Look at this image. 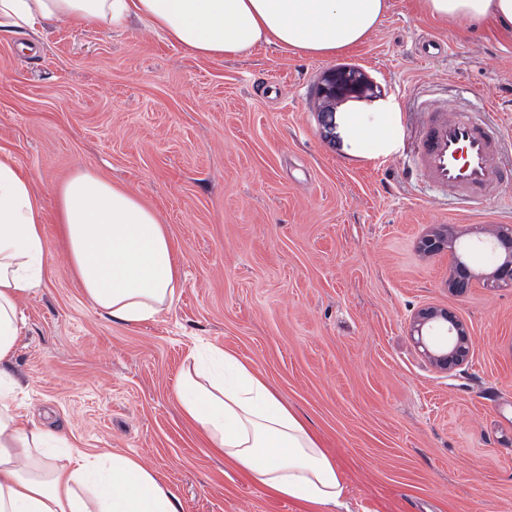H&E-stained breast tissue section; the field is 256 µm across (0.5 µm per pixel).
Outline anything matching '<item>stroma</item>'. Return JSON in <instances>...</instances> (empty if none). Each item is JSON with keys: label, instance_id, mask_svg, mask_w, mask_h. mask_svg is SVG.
<instances>
[{"label": "stroma", "instance_id": "stroma-1", "mask_svg": "<svg viewBox=\"0 0 512 512\" xmlns=\"http://www.w3.org/2000/svg\"><path fill=\"white\" fill-rule=\"evenodd\" d=\"M425 33L447 53L421 59ZM350 67L362 92L325 101V76ZM426 101L502 125L512 167V34L391 0L369 39L334 58L262 44L203 59L136 19L1 37L0 154L42 196L50 249L9 364L23 423L139 460L182 512H302L183 419L174 388L207 345L249 363L319 432L348 512H512V287L490 279L498 253L466 248L512 225V190L469 207L433 198L408 168ZM392 107L397 143L367 157L346 118L372 124ZM79 169L137 192L172 239L182 283L156 319L108 320L70 272L56 191ZM441 226L454 250L422 254ZM459 259L474 274L462 296L448 287ZM427 307L472 336L453 372L410 334Z\"/></svg>", "mask_w": 512, "mask_h": 512}]
</instances>
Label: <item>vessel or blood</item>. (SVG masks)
<instances>
[{
	"mask_svg": "<svg viewBox=\"0 0 512 512\" xmlns=\"http://www.w3.org/2000/svg\"><path fill=\"white\" fill-rule=\"evenodd\" d=\"M428 112L412 169L438 195L491 197L512 187L500 162V131L444 104Z\"/></svg>",
	"mask_w": 512,
	"mask_h": 512,
	"instance_id": "vessel-or-blood-1",
	"label": "vessel or blood"
}]
</instances>
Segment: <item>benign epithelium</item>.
<instances>
[{"instance_id": "7a95c632", "label": "benign epithelium", "mask_w": 512, "mask_h": 512, "mask_svg": "<svg viewBox=\"0 0 512 512\" xmlns=\"http://www.w3.org/2000/svg\"><path fill=\"white\" fill-rule=\"evenodd\" d=\"M361 86L362 80L357 73L341 71L326 79L321 92L328 99H336L357 92ZM489 235L492 245L505 254L494 281L512 286V226H498L490 230ZM455 240L454 236L432 230L422 237L420 248L427 254H434L452 245ZM450 286L460 295L471 288L472 276L464 263H456ZM411 335L428 362L439 371L449 373L463 365L469 357L471 336L468 327L446 309H421L411 323Z\"/></svg>"}]
</instances>
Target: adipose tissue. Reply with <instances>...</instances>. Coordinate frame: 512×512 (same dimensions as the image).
<instances>
[{
  "label": "adipose tissue",
  "instance_id": "obj_1",
  "mask_svg": "<svg viewBox=\"0 0 512 512\" xmlns=\"http://www.w3.org/2000/svg\"><path fill=\"white\" fill-rule=\"evenodd\" d=\"M426 16L512 31V0H420ZM389 0H0V35L61 21L109 27L137 16L205 58L268 43L308 56L335 57L366 42ZM367 155L391 149L396 115L364 125L347 119ZM59 237L86 299L113 321L136 324L168 310L180 285L174 244L139 196L90 170L57 194ZM44 205L32 181L0 158V364L24 327L20 300L41 286L49 249ZM15 383L0 367V512H180L156 473L123 454L79 449L58 460L55 437L23 425ZM186 421L225 463L305 512H338L346 485L334 457L250 364L209 346L192 354L175 386Z\"/></svg>",
  "mask_w": 512,
  "mask_h": 512
}]
</instances>
